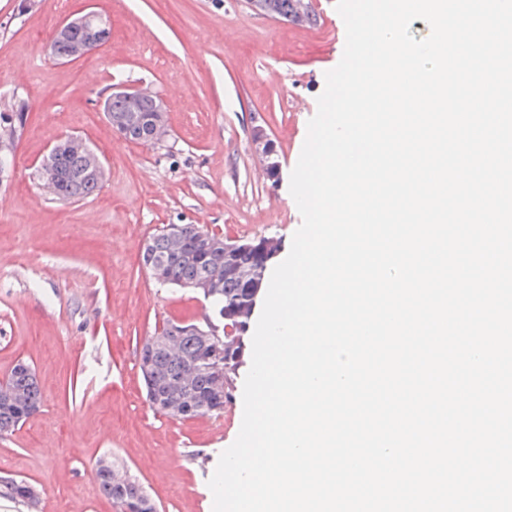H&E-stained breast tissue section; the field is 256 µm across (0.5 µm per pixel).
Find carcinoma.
<instances>
[{"label": "carcinoma", "mask_w": 512, "mask_h": 512, "mask_svg": "<svg viewBox=\"0 0 512 512\" xmlns=\"http://www.w3.org/2000/svg\"><path fill=\"white\" fill-rule=\"evenodd\" d=\"M10 111L0 116V146H15L29 103L25 98L13 100ZM155 125L146 123L135 129L130 141L150 143L158 139ZM56 175L51 189L58 198L75 201L88 198L99 190L103 175L86 169L90 147L77 138L59 143ZM142 263L147 271L166 262L164 283L179 288L193 283L214 285L209 298L210 318L217 324L223 344L215 354L208 340L194 330L195 323H164L157 338L175 341L174 350L149 348L146 339L139 350V360L150 361L149 373L143 375L146 397L157 412L177 419L219 416L231 401L235 378L244 357V339L248 331L223 333L235 327L240 315L256 303L264 287L270 262L260 240L228 241L198 224H186L181 235L173 236L162 229L153 234L142 248ZM6 391L0 390V436L13 433L36 414L42 395L30 365L16 364L6 379ZM96 479L103 494L125 512L128 502L145 495L141 485L116 462L111 467L96 466ZM36 486L29 482L0 480V498L31 507Z\"/></svg>", "instance_id": "carcinoma-1"}]
</instances>
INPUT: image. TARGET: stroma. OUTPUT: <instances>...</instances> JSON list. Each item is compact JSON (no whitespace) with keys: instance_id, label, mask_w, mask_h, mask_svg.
<instances>
[{"instance_id":"35a3bbf8","label":"stroma","mask_w":512,"mask_h":512,"mask_svg":"<svg viewBox=\"0 0 512 512\" xmlns=\"http://www.w3.org/2000/svg\"><path fill=\"white\" fill-rule=\"evenodd\" d=\"M112 36L71 61L48 46L86 8ZM317 21L285 22L248 0H0V106L30 112L8 178L0 180V381L17 362L35 370L39 412L0 437V480L41 491L39 512H119L95 479L117 460L158 512H213L208 481L237 438L243 388L220 417L153 411L138 366L142 342L170 319L200 322V295L157 284L144 242L167 224H200L232 240L274 236L290 249L302 217L290 174L340 62L336 0H312ZM116 86H148L166 107L156 144L122 138L101 103ZM269 136L276 175L252 141ZM85 140L104 166L98 193L55 200L38 169L50 146Z\"/></svg>"}]
</instances>
